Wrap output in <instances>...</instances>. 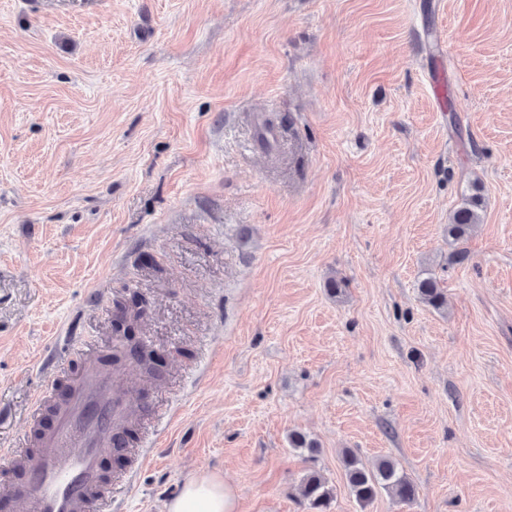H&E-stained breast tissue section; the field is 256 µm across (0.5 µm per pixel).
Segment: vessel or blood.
<instances>
[{"label":"vessel or blood","mask_w":512,"mask_h":512,"mask_svg":"<svg viewBox=\"0 0 512 512\" xmlns=\"http://www.w3.org/2000/svg\"><path fill=\"white\" fill-rule=\"evenodd\" d=\"M128 398L108 375L90 373L59 406L34 454L10 451L27 473L15 491L31 500L34 512H112L113 483L104 477L103 454L113 445Z\"/></svg>","instance_id":"1"}]
</instances>
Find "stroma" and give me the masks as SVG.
Segmentation results:
<instances>
[{"label":"stroma","instance_id":"obj_1","mask_svg":"<svg viewBox=\"0 0 512 512\" xmlns=\"http://www.w3.org/2000/svg\"><path fill=\"white\" fill-rule=\"evenodd\" d=\"M260 114L290 120L269 153ZM134 291L168 360L117 373L148 463L112 512L191 475L307 512L312 469L331 512H512V0H0V449L32 438L41 358L77 377ZM346 450L414 499L360 507ZM453 214L452 222L448 225V241L450 244L463 242L470 227L480 221V211L483 200L479 187L473 189ZM423 300L430 306L440 309L446 304L445 294L433 277L420 280L418 285ZM301 497L313 512H327L331 507L333 493L322 475L311 470L302 479Z\"/></svg>","mask_w":512,"mask_h":512}]
</instances>
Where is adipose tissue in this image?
<instances>
[{"instance_id": "ef3b65f1", "label": "adipose tissue", "mask_w": 512, "mask_h": 512, "mask_svg": "<svg viewBox=\"0 0 512 512\" xmlns=\"http://www.w3.org/2000/svg\"><path fill=\"white\" fill-rule=\"evenodd\" d=\"M165 512H237L232 485L210 476L188 478L181 493L168 502Z\"/></svg>"}]
</instances>
